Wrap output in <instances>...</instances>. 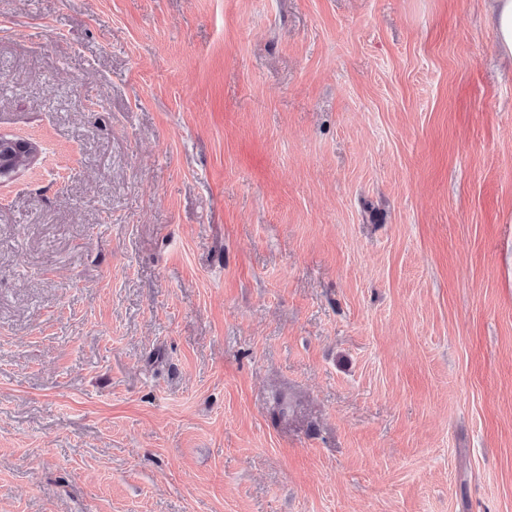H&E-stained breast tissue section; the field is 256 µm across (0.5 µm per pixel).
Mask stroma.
I'll return each mask as SVG.
<instances>
[{
	"instance_id": "obj_1",
	"label": "stroma",
	"mask_w": 512,
	"mask_h": 512,
	"mask_svg": "<svg viewBox=\"0 0 512 512\" xmlns=\"http://www.w3.org/2000/svg\"><path fill=\"white\" fill-rule=\"evenodd\" d=\"M0 135V512H512L483 0H0Z\"/></svg>"
}]
</instances>
